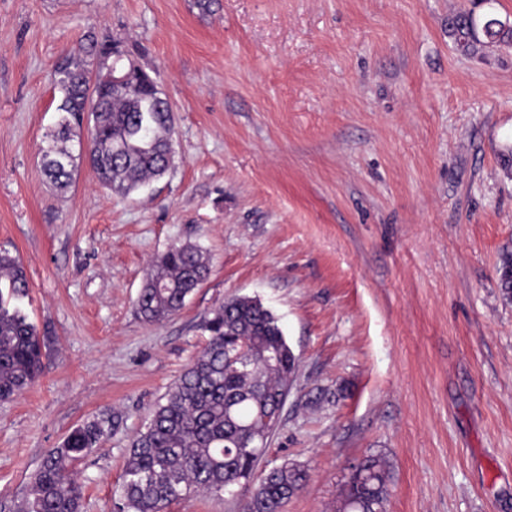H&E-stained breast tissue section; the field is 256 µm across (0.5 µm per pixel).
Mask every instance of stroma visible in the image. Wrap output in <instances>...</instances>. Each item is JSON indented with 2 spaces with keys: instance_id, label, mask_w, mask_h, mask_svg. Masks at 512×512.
I'll return each instance as SVG.
<instances>
[{
  "instance_id": "1",
  "label": "stroma",
  "mask_w": 512,
  "mask_h": 512,
  "mask_svg": "<svg viewBox=\"0 0 512 512\" xmlns=\"http://www.w3.org/2000/svg\"><path fill=\"white\" fill-rule=\"evenodd\" d=\"M463 9L512 20V0H0V248L26 269L46 365L0 402V512L97 417L82 512H116L132 440L240 296L299 359L260 462L307 474L282 512H334L369 455L387 512H512V48L459 51ZM90 32L173 106V167L128 195L84 164L63 193L40 170L52 75ZM184 244L209 275L146 323L149 264ZM251 491L167 512H240Z\"/></svg>"
}]
</instances>
